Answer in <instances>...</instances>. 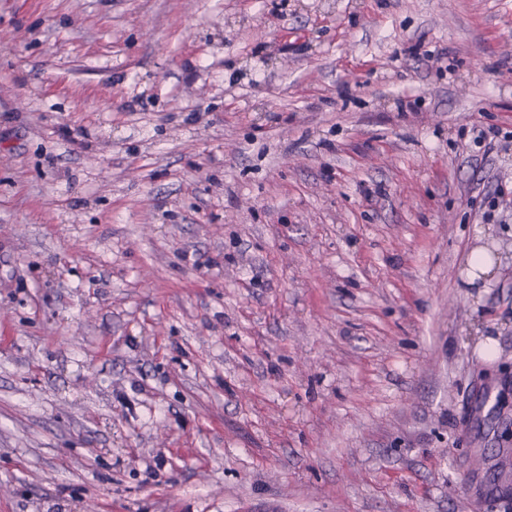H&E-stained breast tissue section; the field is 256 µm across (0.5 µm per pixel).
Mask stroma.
Instances as JSON below:
<instances>
[{"mask_svg":"<svg viewBox=\"0 0 512 512\" xmlns=\"http://www.w3.org/2000/svg\"><path fill=\"white\" fill-rule=\"evenodd\" d=\"M491 504L512 0H0V512Z\"/></svg>","mask_w":512,"mask_h":512,"instance_id":"obj_1","label":"stroma"}]
</instances>
